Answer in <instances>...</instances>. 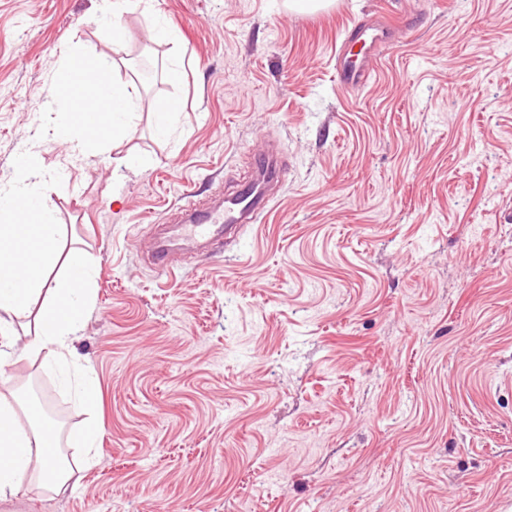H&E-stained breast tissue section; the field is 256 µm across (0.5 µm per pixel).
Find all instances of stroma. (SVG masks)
I'll return each instance as SVG.
<instances>
[{"label":"stroma","instance_id":"35a3bbf8","mask_svg":"<svg viewBox=\"0 0 512 512\" xmlns=\"http://www.w3.org/2000/svg\"><path fill=\"white\" fill-rule=\"evenodd\" d=\"M99 6L0 0V188L38 149L47 206L95 260L75 348L100 402L25 335L0 394L46 389L59 447L102 430L74 491L0 512H512V0H133L117 48ZM362 20L393 31L345 90ZM75 51L138 97L127 135L78 161L47 105ZM267 141L288 174L262 222L159 277L152 225L186 191H231ZM384 35V28L374 27L365 21L355 24L348 31L337 55L336 70L341 86L356 87L363 77V69L361 67L356 68L355 63H352L350 59L349 53L354 45L363 43L364 46L372 44V47H374L375 43L382 41ZM156 115L155 131L159 136H166L177 123L179 110L171 103H158L154 108Z\"/></svg>","mask_w":512,"mask_h":512}]
</instances>
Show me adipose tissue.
<instances>
[{
	"label": "adipose tissue",
	"instance_id": "1",
	"mask_svg": "<svg viewBox=\"0 0 512 512\" xmlns=\"http://www.w3.org/2000/svg\"><path fill=\"white\" fill-rule=\"evenodd\" d=\"M110 62L102 57L70 54L62 72L61 91L54 101L62 120L54 133L80 155L122 138L135 115L137 98L128 83L111 78ZM112 99L115 108L96 119L88 105ZM40 154L28 150L17 161L13 186L0 190V334L22 313L37 309V333L26 355L44 354L87 409H95L98 383L89 360L74 354V343L93 297L95 265L84 250L67 248L61 227L45 204V182L39 181ZM37 203L35 213L21 212L20 202ZM54 424L22 417L14 401L0 398V500L15 496L32 480L54 495L65 494L56 452L51 449Z\"/></svg>",
	"mask_w": 512,
	"mask_h": 512
}]
</instances>
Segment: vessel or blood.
<instances>
[{"instance_id":"b4317fda","label":"vessel or blood","mask_w":512,"mask_h":512,"mask_svg":"<svg viewBox=\"0 0 512 512\" xmlns=\"http://www.w3.org/2000/svg\"><path fill=\"white\" fill-rule=\"evenodd\" d=\"M384 34V29L364 21L348 31L337 55L341 86L359 85L363 77L362 69L356 68L350 59L354 45L381 42ZM252 167L251 178L225 195L223 204L211 208L186 206L180 223L171 226V234L189 244L213 247L232 242L241 229L259 223L268 209L273 186L285 176V166L277 146L269 144L254 152Z\"/></svg>"}]
</instances>
